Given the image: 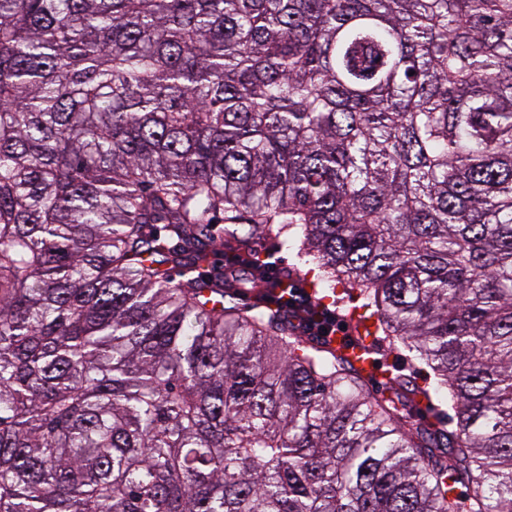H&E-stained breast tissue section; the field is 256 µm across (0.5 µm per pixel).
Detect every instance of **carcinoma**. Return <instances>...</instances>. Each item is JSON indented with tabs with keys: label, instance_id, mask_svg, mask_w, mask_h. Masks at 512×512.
<instances>
[{
	"label": "carcinoma",
	"instance_id": "obj_1",
	"mask_svg": "<svg viewBox=\"0 0 512 512\" xmlns=\"http://www.w3.org/2000/svg\"><path fill=\"white\" fill-rule=\"evenodd\" d=\"M0 512H512V0H0ZM260 250L262 253H266L268 255V261L271 264L275 265V263H277L281 266L279 271H284L285 273L289 272L290 275L293 277L297 276L298 279H313L315 274L318 273L315 265L308 262L306 258L300 257L295 250H278L275 243L272 241L264 242L263 247L260 248ZM311 268H315L316 271L311 270ZM327 295L324 303L327 305L329 311L334 312L338 318V315L346 318V326L351 328L348 316L356 321L361 315H369V311L362 307L363 299L358 296L355 291H346L340 285L336 286L335 293L331 290H325L319 296ZM352 321V322H353ZM354 323V322H353ZM383 354V355H382ZM408 352L404 350H391L381 352L378 355H374L379 359L381 366L383 369L388 368L392 369V366H396V368L404 375H406L410 380L413 381L414 384L419 387L426 388L429 390H433L435 383L431 370L424 365L411 363L406 356Z\"/></svg>",
	"mask_w": 512,
	"mask_h": 512
}]
</instances>
